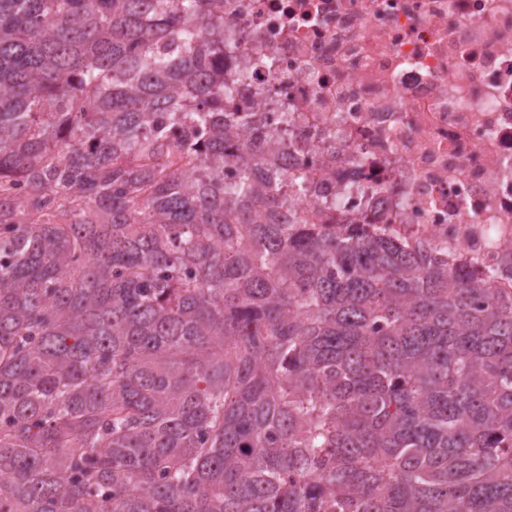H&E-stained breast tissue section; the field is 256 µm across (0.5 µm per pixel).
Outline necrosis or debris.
<instances>
[{"label": "necrosis or debris", "instance_id": "necrosis-or-debris-1", "mask_svg": "<svg viewBox=\"0 0 512 512\" xmlns=\"http://www.w3.org/2000/svg\"><path fill=\"white\" fill-rule=\"evenodd\" d=\"M229 109L300 224H385L464 272L512 249V0H224Z\"/></svg>", "mask_w": 512, "mask_h": 512}]
</instances>
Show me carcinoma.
<instances>
[{
  "instance_id": "carcinoma-1",
  "label": "carcinoma",
  "mask_w": 512,
  "mask_h": 512,
  "mask_svg": "<svg viewBox=\"0 0 512 512\" xmlns=\"http://www.w3.org/2000/svg\"><path fill=\"white\" fill-rule=\"evenodd\" d=\"M224 0H0V512H512V293L290 224Z\"/></svg>"
}]
</instances>
